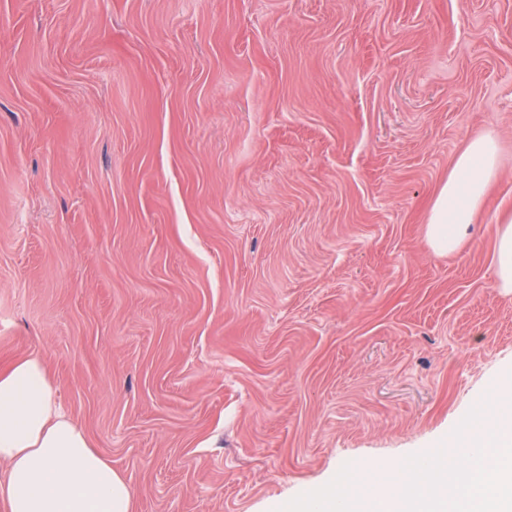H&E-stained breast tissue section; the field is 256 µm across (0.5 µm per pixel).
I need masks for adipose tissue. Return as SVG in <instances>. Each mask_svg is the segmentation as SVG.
I'll use <instances>...</instances> for the list:
<instances>
[{
  "instance_id": "adipose-tissue-1",
  "label": "adipose tissue",
  "mask_w": 512,
  "mask_h": 512,
  "mask_svg": "<svg viewBox=\"0 0 512 512\" xmlns=\"http://www.w3.org/2000/svg\"><path fill=\"white\" fill-rule=\"evenodd\" d=\"M497 175V136L474 137L429 208L425 234L434 253L460 248ZM0 503L7 512H134L128 481L57 402L33 354L0 369Z\"/></svg>"
}]
</instances>
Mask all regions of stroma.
<instances>
[{
  "label": "stroma",
  "mask_w": 512,
  "mask_h": 512,
  "mask_svg": "<svg viewBox=\"0 0 512 512\" xmlns=\"http://www.w3.org/2000/svg\"><path fill=\"white\" fill-rule=\"evenodd\" d=\"M507 210L512 0H0V366L43 359L136 512H279L449 439L512 370ZM498 138L493 132L469 141L438 186L428 211L426 238L438 255L456 252L498 175ZM497 224H506L501 230L495 250V280L498 288L512 292V215L499 217Z\"/></svg>",
  "instance_id": "stroma-1"
}]
</instances>
